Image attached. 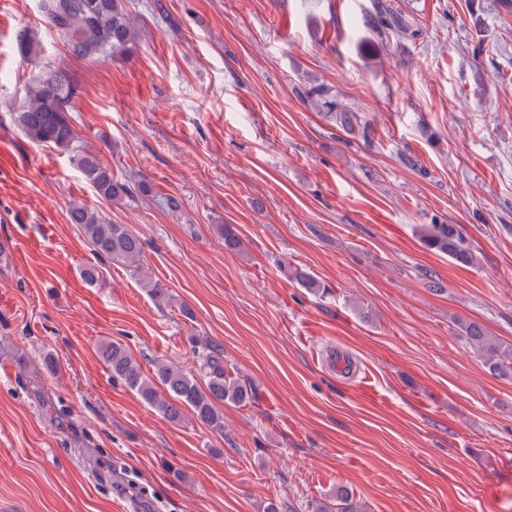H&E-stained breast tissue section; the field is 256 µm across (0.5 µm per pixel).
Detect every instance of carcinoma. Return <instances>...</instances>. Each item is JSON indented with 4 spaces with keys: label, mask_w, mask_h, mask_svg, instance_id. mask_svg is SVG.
<instances>
[{
    "label": "carcinoma",
    "mask_w": 512,
    "mask_h": 512,
    "mask_svg": "<svg viewBox=\"0 0 512 512\" xmlns=\"http://www.w3.org/2000/svg\"><path fill=\"white\" fill-rule=\"evenodd\" d=\"M38 10L49 32L55 34L77 58H100L121 54L137 38L136 19L130 17L118 0H38ZM378 39L396 36L417 40L421 31L415 18L403 12L396 0H373L364 19ZM16 44L24 63L37 71L27 97L13 113L14 125L33 143L49 144L75 151L73 163L100 199L118 204L139 192L150 190L145 182L120 181L97 154L77 145L78 135L69 120L77 87L66 72L42 65L40 42L24 27L16 34ZM304 100L346 134L369 141L370 125L358 112L342 103L339 96L324 86L302 92ZM69 222L76 224L91 242L96 255L128 267L138 266L143 252L141 239L124 224L109 222L102 211L85 204H73ZM416 232L428 250L448 256L453 263L474 267L478 258L456 224H420ZM224 248L232 253L244 251L242 240L227 226L219 227ZM285 274L310 293L322 296L326 287L309 271L296 268ZM148 295L156 302H169V290L158 281H143ZM460 328L483 366L496 377H512V346L489 336L486 327L466 321ZM197 371H186L162 360L152 361L146 375L129 348L107 340L98 347V357L112 379L134 392L145 405L170 422H180L184 411L218 434L224 433V405L246 406L255 399V390L224 367V348L207 338H191ZM309 512H361L353 494L338 487L328 496L311 503Z\"/></svg>",
    "instance_id": "1"
}]
</instances>
